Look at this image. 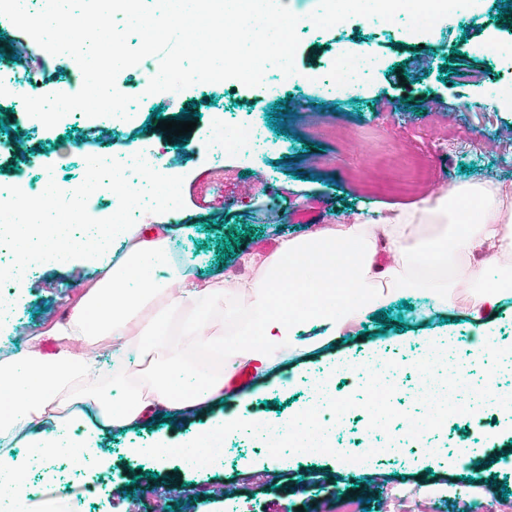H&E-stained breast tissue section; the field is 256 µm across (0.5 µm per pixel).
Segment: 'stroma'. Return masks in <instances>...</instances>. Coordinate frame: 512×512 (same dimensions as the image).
<instances>
[{
	"label": "stroma",
	"instance_id": "obj_1",
	"mask_svg": "<svg viewBox=\"0 0 512 512\" xmlns=\"http://www.w3.org/2000/svg\"><path fill=\"white\" fill-rule=\"evenodd\" d=\"M507 0H478L460 9L426 33L383 27L376 20L354 16L344 28L299 31L296 70L308 82L285 79L271 68L268 80L280 93L269 98L264 87L236 80L195 84L180 94L145 95L139 69L127 68L117 83L139 97L128 127L117 130L110 118L72 117L52 129L35 126L24 108L6 113L0 131V184L23 179L34 183L46 169L77 183L85 168L76 154L87 138L103 150L122 151L130 142L165 150V161L183 176L184 206L177 218L145 214L140 234L153 238L162 223L175 221L173 250L201 277L224 275L247 279L256 273L255 259L272 253L281 240L313 232L315 225L297 224L300 209H318L317 225L347 224L358 214L374 215L386 206L411 205L462 182L488 176L512 186V107L500 93L512 90V14L497 16ZM487 42L501 45L497 54L479 52ZM369 48L375 68L363 78L354 96L339 98L329 85L336 63L360 48ZM193 105L197 126L192 145L182 150L168 141L158 120H172ZM286 114L275 115V105ZM257 127L265 140L258 150H233L212 157L207 141L219 134L215 120ZM283 133H275V124ZM412 153L435 173V183L419 192L398 188L405 172L391 179L375 170L384 145ZM242 240L233 254L217 249L231 233ZM106 258L71 260L61 266L41 265L12 284L14 320L0 326V357L16 354L36 336L35 351L44 355L54 341L50 329L70 311L86 282L99 277ZM407 306H393L394 326L379 315L364 323L368 336L352 334L334 348L291 358L277 378L258 389L248 407L259 421L280 422L306 407V383L316 372L344 363L352 368L338 397L355 393L362 383L359 369L366 357L396 361L394 406L422 414L413 391L419 377L413 364L429 340L452 339L463 356L471 334L484 328L499 347H512V299L483 314L480 323L466 317L468 294L458 290L450 319L433 310L422 295L411 293ZM234 402L215 406L205 415L177 419L156 417L132 433L95 434L90 451L95 469H71L61 484H43L29 495L28 512H94L106 495L109 512H147L148 492L162 498L165 512H336L343 499L369 500V512H395L393 492H409L410 512H501L512 503V413L484 406L448 419L440 430L424 434L398 455L370 453L366 440L368 415L353 409L336 439L348 454H367V461L341 467L337 458L289 454L271 457L248 433L226 438L224 460L203 470L187 469L179 460L131 455L134 447L160 440L186 441L211 430L223 416L236 414Z\"/></svg>",
	"mask_w": 512,
	"mask_h": 512
}]
</instances>
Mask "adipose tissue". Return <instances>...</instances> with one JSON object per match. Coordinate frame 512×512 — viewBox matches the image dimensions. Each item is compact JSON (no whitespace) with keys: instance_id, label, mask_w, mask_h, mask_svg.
<instances>
[{"instance_id":"obj_1","label":"adipose tissue","mask_w":512,"mask_h":512,"mask_svg":"<svg viewBox=\"0 0 512 512\" xmlns=\"http://www.w3.org/2000/svg\"><path fill=\"white\" fill-rule=\"evenodd\" d=\"M512 193L490 179L459 185L378 218L330 224L283 241L250 280L198 279L171 251L170 229L152 240L136 225L126 252L89 281L52 335L81 337V353L51 362L35 353L0 363V471L24 488L8 449L57 447L66 425L129 432L155 407L203 412L251 393L224 377L252 365L265 380L288 358L336 343L396 296L420 293L442 310L468 292L471 318L512 297ZM392 258L376 262L379 250ZM99 375L119 395L74 381Z\"/></svg>"}]
</instances>
